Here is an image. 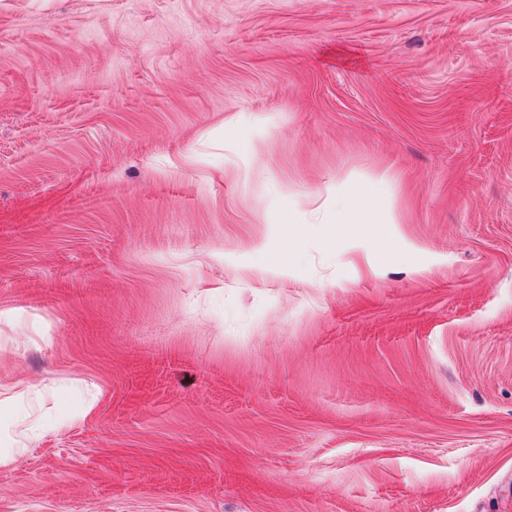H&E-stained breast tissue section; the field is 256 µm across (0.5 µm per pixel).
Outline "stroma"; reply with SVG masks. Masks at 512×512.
<instances>
[{
    "label": "stroma",
    "instance_id": "1",
    "mask_svg": "<svg viewBox=\"0 0 512 512\" xmlns=\"http://www.w3.org/2000/svg\"><path fill=\"white\" fill-rule=\"evenodd\" d=\"M0 448V512H512V0H0ZM342 197L350 224L394 223L386 204L369 188L346 185Z\"/></svg>",
    "mask_w": 512,
    "mask_h": 512
}]
</instances>
